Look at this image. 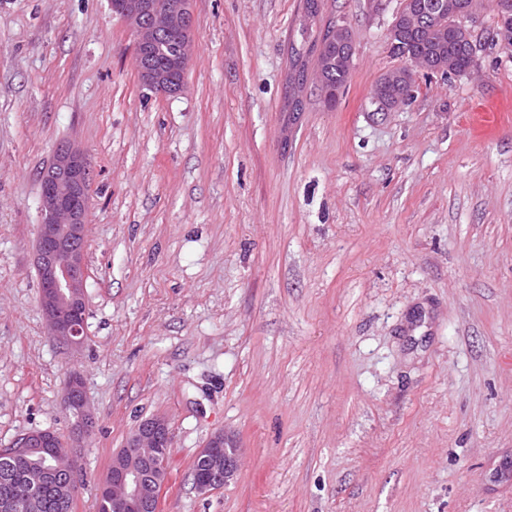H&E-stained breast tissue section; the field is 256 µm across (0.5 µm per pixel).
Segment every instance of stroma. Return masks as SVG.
<instances>
[{
	"mask_svg": "<svg viewBox=\"0 0 512 512\" xmlns=\"http://www.w3.org/2000/svg\"><path fill=\"white\" fill-rule=\"evenodd\" d=\"M193 0L178 94L142 87L109 0H0V448L68 436L70 374L97 426L72 512L138 424L173 448L161 512H512V52L464 75L401 66L402 0ZM346 88L316 80L332 20ZM81 147L86 342L50 336L34 261L41 173ZM224 488L192 483L215 432ZM335 48L336 56L343 65V67L350 72L353 65V59L356 53V48L349 26L343 22L331 23L324 34L322 45L317 56L316 70L319 78L321 88H323V96L325 103L332 107L334 106L341 95V88L336 85L339 84L345 87L348 80V74L333 66L327 77L336 87H329L325 89L324 80V65L327 54L330 50ZM238 448L224 432L213 435L195 458L205 477L195 480V489L203 494L221 489L236 474Z\"/></svg>",
	"mask_w": 512,
	"mask_h": 512,
	"instance_id": "1",
	"label": "stroma"
}]
</instances>
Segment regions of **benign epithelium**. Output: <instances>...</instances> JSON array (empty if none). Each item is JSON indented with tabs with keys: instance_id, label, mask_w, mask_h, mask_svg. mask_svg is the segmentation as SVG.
<instances>
[{
	"instance_id": "benign-epithelium-1",
	"label": "benign epithelium",
	"mask_w": 512,
	"mask_h": 512,
	"mask_svg": "<svg viewBox=\"0 0 512 512\" xmlns=\"http://www.w3.org/2000/svg\"><path fill=\"white\" fill-rule=\"evenodd\" d=\"M112 13L128 26L133 38L137 71L143 87L151 90L163 86L166 93L184 90L187 70L194 53L195 18L192 0H110ZM474 0H403L387 35L389 41L402 38L435 20L431 28L433 41L443 46L448 41L460 45L469 55V65L458 70L453 60L442 51L412 59V66H401L382 74L379 92L375 94L378 110L390 112L411 97L413 68L428 74L461 75L474 67L477 39L465 24L474 12ZM491 7L500 25V42H512V0H493ZM177 34L172 50V69L163 72L153 67L150 56L154 47L169 34ZM346 70H351L356 48L349 26L343 22L330 24L317 56L316 70L320 85H325L324 65L330 50ZM90 170L81 148L69 143L56 148L52 162L41 173L40 207L42 222L35 241V264L40 280V303L49 333L58 341L79 348L85 343V266L84 228L88 208L87 185ZM65 410L77 422L76 438L65 441L51 430L34 431L19 437L9 448H0V456L12 461L26 458L38 450L61 449V470H37L30 487L36 490L56 479L64 485L61 499L63 512H71L82 474L79 463L80 440L96 428V420L80 376L73 374L66 385ZM172 439L165 419L153 417L142 421L112 458V470L100 484V497L110 512H149L159 507L167 477ZM238 448L224 433L213 435L195 458L205 477L193 482L203 494L218 490L236 474Z\"/></svg>"
}]
</instances>
